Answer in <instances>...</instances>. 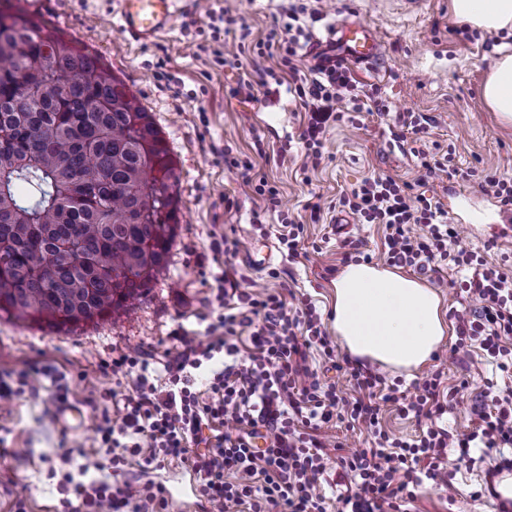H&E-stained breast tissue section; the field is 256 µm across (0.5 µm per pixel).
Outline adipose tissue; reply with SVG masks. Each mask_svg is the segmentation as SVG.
Wrapping results in <instances>:
<instances>
[{"label": "adipose tissue", "mask_w": 512, "mask_h": 512, "mask_svg": "<svg viewBox=\"0 0 512 512\" xmlns=\"http://www.w3.org/2000/svg\"><path fill=\"white\" fill-rule=\"evenodd\" d=\"M451 9L459 22L512 33V0H451ZM482 97L501 123L512 125V45L499 46ZM333 286L334 327L355 355L415 367L444 335L437 296L414 280L357 263L346 266Z\"/></svg>", "instance_id": "adipose-tissue-1"}]
</instances>
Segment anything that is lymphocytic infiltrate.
Instances as JSON below:
<instances>
[{"instance_id": "1", "label": "lymphocytic infiltrate", "mask_w": 512, "mask_h": 512, "mask_svg": "<svg viewBox=\"0 0 512 512\" xmlns=\"http://www.w3.org/2000/svg\"><path fill=\"white\" fill-rule=\"evenodd\" d=\"M304 12L289 7L283 32L258 45L249 75L237 83V96L253 99L257 80L273 74L266 61L275 52H283L289 72H296ZM296 91L307 114L301 138L316 165L327 128L342 117L340 102L357 103L361 96L348 72L336 69L301 81ZM338 204L385 226L389 264L423 271L450 262L461 290L476 303L455 315L460 338L452 355L466 357L475 340L502 372L512 371V275L476 252H449L457 227L438 200L377 176L341 195ZM213 288L223 313L207 324L205 339L174 330L180 349L166 357L163 376L152 377L140 355L121 353L106 362L113 377H136L134 395L125 398L112 422L98 428L113 467L131 456L147 466L180 460L195 473L208 512H327L319 486L332 462L348 480L340 495L344 512H399L409 485L429 479L447 486V449H459L465 460L474 448L489 453L512 445L511 386L481 395L473 406L480 424L469 433L431 426L415 439L396 438L379 426L381 402L400 404L404 415L417 419L443 413L448 399L442 372L426 376L414 398H406L399 384L384 385L378 375L340 362L311 304L288 310L281 293L244 289L227 272L215 277ZM312 349L350 377L352 396H340L335 385L321 382L307 367ZM336 418L364 423L372 447L346 455L342 443H328L321 429ZM258 438L264 447L255 446ZM102 469L99 459L85 458L76 472L64 474L61 494L73 496L85 512H99L103 503L109 512H164L163 485L138 480L112 485L96 479Z\"/></svg>"}]
</instances>
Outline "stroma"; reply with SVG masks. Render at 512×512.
Wrapping results in <instances>:
<instances>
[{"label":"stroma","mask_w":512,"mask_h":512,"mask_svg":"<svg viewBox=\"0 0 512 512\" xmlns=\"http://www.w3.org/2000/svg\"><path fill=\"white\" fill-rule=\"evenodd\" d=\"M403 2L332 0L326 15L307 20L309 36L299 40L297 60L310 79L315 72L307 51L338 21L359 16L376 28L384 44L378 69H351L364 90H377L384 110L357 112L351 102H343V118L326 131L322 160L314 166L300 138L304 110L293 86L260 85L254 100L244 102L233 94L237 71L213 63L218 50L248 62L258 41L282 29L285 5L310 8L313 0H198L177 15L167 33L145 44L122 32L115 0H26L28 9L99 55L152 115L176 163L180 222L167 263L149 292L118 315L62 330L0 317V377L27 374L39 390L35 396L23 393L0 401V436L9 446L0 453V512H63L57 474L65 456L76 465L88 456L101 459L106 464L103 478L115 484L139 476L134 464L118 471L109 468L108 454L97 445L103 415L116 413L135 385L131 376L113 378L104 364L122 352L160 356L177 351L171 334L180 326L190 335H203V316L214 310L211 277L223 267L234 269L246 283L305 296L316 305L323 324H330L332 283L345 266L342 240H360L356 262L373 266L385 261L383 225L357 215L351 223L336 222L340 194L365 179L388 175L440 202H452L454 212L469 224L449 242V250L466 248L489 263L512 267V238L496 230L512 218V206L481 187L488 176L512 179V128L498 123L480 95L497 44L482 31L458 34L449 0H422L414 12ZM209 8L229 10L236 28L213 39L205 14ZM244 27L250 36L243 41L239 34ZM408 112L428 119V132L420 141L403 131ZM450 148L455 174L424 178L420 153ZM247 173L266 178L277 189L276 204L244 188ZM313 203L320 206L315 215L309 211ZM291 219L305 226L303 249L293 261L278 242ZM220 237L237 241V252L215 255L211 242ZM261 240L270 244L272 258L268 266L256 268L247 257L252 243ZM274 269L281 278H270ZM401 274L436 293L446 334L424 364L408 370L387 366L377 374L389 384L401 381L412 396L417 381L442 371L452 402L432 422L454 434L469 432L476 424L473 402L488 390L501 389L502 373L486 361L479 345H472L464 359L450 355L458 340L454 313L465 301L454 271L423 274L405 268ZM44 364L55 366L56 374L32 373V366ZM60 393L79 409L84 421L80 429H67L55 419L53 400ZM457 455V449H449L452 490L423 481L404 497L401 512H494L479 481L488 455L471 449L470 462L461 467L455 463ZM184 472V465L172 462L148 474L168 490L166 512H185V502L193 498Z\"/></svg>","instance_id":"stroma-1"}]
</instances>
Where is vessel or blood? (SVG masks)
<instances>
[{"instance_id":"obj_1","label":"vessel or blood","mask_w":512,"mask_h":512,"mask_svg":"<svg viewBox=\"0 0 512 512\" xmlns=\"http://www.w3.org/2000/svg\"><path fill=\"white\" fill-rule=\"evenodd\" d=\"M191 0H118L119 26L136 42L153 41L168 30L177 13ZM315 69L339 65L377 66L382 58V45L373 28L360 19L336 23L324 39L318 40L309 52ZM484 490L495 512H512V459L501 458L485 469L481 478Z\"/></svg>"}]
</instances>
